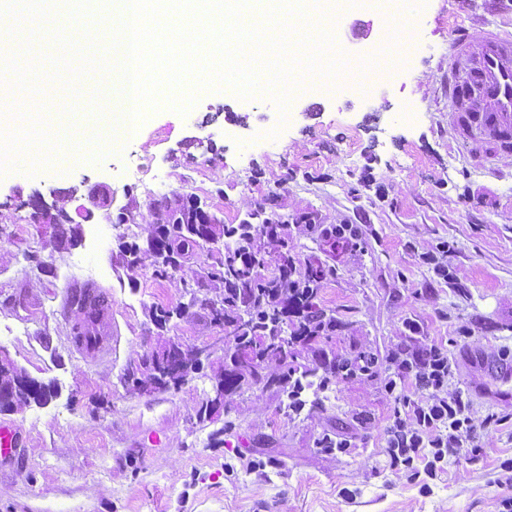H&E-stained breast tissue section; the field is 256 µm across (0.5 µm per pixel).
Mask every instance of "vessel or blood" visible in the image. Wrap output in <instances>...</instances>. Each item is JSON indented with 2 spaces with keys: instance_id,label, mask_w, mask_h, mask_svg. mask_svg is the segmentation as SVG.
I'll list each match as a JSON object with an SVG mask.
<instances>
[{
  "instance_id": "vessel-or-blood-1",
  "label": "vessel or blood",
  "mask_w": 512,
  "mask_h": 512,
  "mask_svg": "<svg viewBox=\"0 0 512 512\" xmlns=\"http://www.w3.org/2000/svg\"><path fill=\"white\" fill-rule=\"evenodd\" d=\"M49 41L57 56L83 60L98 83L97 93L88 95L58 81V104L52 113L56 122L82 126L97 122L108 111H130L129 102L106 95L112 71L103 65L102 47L95 38L67 33L50 36ZM448 97L459 111L463 139H488L500 151H512V35L487 32L475 57L469 55L464 40H456L448 61Z\"/></svg>"
}]
</instances>
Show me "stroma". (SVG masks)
<instances>
[{
    "label": "stroma",
    "instance_id": "stroma-1",
    "mask_svg": "<svg viewBox=\"0 0 512 512\" xmlns=\"http://www.w3.org/2000/svg\"><path fill=\"white\" fill-rule=\"evenodd\" d=\"M403 17L415 55L390 57L381 77L357 86L356 70L388 45L391 20L367 0H342L324 21L344 73L299 72L283 110L269 93L229 99L217 88L197 92L184 115L163 106L117 128L58 129L47 124L46 68L10 71L27 92L13 121L28 164L0 170V350L58 395L0 413L17 442L0 462V512H499L512 498V484L499 480L512 461V401L499 394L512 375V359L501 356L512 351V153L483 139L459 146L448 123L452 41L465 37L476 51L485 32H511L512 0H409ZM124 18L123 5L106 0L71 20L110 42L108 59L119 62L112 39ZM97 139L115 145L85 153ZM94 190L111 191L112 211L127 223L96 219L65 239L61 225L34 217V193L72 214ZM182 194L227 224L277 212L299 268L325 269L317 302L335 320L327 335L293 346L296 363L371 353L374 374L312 386L297 414L260 383L199 416L227 368L232 328L189 305L187 291L222 298L206 272L224 244H201L169 275L148 254L127 271L117 249L121 236L146 245L150 204ZM311 222L356 225L360 249L333 252ZM437 262L447 277L436 275ZM88 283L107 297V353L76 347V297ZM180 303L182 318L154 322L153 307ZM173 342L211 354L180 386L141 394L125 383ZM430 344L456 363L448 390L467 398L474 420L496 414L504 423L482 432L480 454L462 449L424 486L389 467L395 402L384 379L392 354ZM336 435L355 448H321Z\"/></svg>",
    "mask_w": 512,
    "mask_h": 512
}]
</instances>
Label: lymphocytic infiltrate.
<instances>
[{
  "label": "lymphocytic infiltrate",
  "instance_id": "obj_1",
  "mask_svg": "<svg viewBox=\"0 0 512 512\" xmlns=\"http://www.w3.org/2000/svg\"><path fill=\"white\" fill-rule=\"evenodd\" d=\"M385 390L398 402L385 431V453L389 466L411 478L436 477L450 457L460 449L478 450L481 431L499 425L490 415L474 421L461 394L448 393L454 364L441 348L428 346L408 358L393 356ZM414 382L419 398H409L406 382Z\"/></svg>",
  "mask_w": 512,
  "mask_h": 512
}]
</instances>
